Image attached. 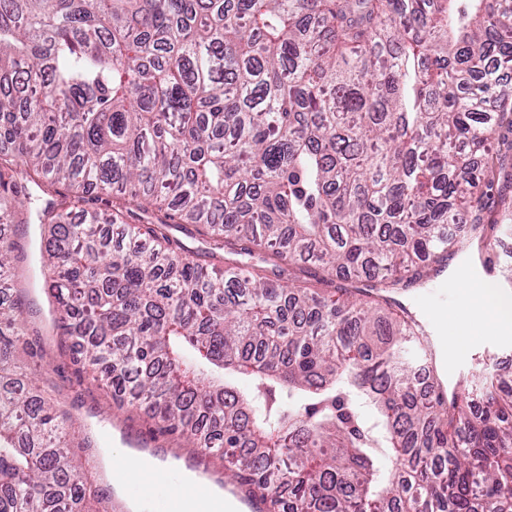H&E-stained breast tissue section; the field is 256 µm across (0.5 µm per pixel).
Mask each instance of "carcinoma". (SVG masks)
I'll return each mask as SVG.
<instances>
[{"label": "carcinoma", "mask_w": 512, "mask_h": 512, "mask_svg": "<svg viewBox=\"0 0 512 512\" xmlns=\"http://www.w3.org/2000/svg\"><path fill=\"white\" fill-rule=\"evenodd\" d=\"M506 64L512 0H0V221L34 201L20 223L46 237L77 395L95 374L228 459L267 512H512V367L420 390L406 345L424 330L388 295L444 268L456 236L500 267ZM89 187L111 226L68 221ZM176 220L224 267L172 239ZM16 250L0 240L1 288ZM312 269L367 288L339 301ZM22 313L0 303V512L100 505L69 410L14 373L18 347L43 352Z\"/></svg>", "instance_id": "1"}]
</instances>
